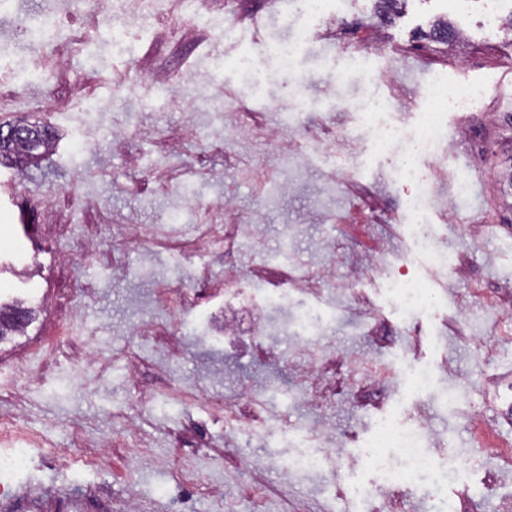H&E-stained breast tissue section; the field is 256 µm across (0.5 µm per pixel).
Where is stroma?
<instances>
[{"label":"stroma","mask_w":512,"mask_h":512,"mask_svg":"<svg viewBox=\"0 0 512 512\" xmlns=\"http://www.w3.org/2000/svg\"><path fill=\"white\" fill-rule=\"evenodd\" d=\"M269 2L204 0L199 14L129 28L119 47L108 20L77 14L86 34L80 51L53 81L19 90L18 73L41 47L17 19L43 14L47 0H20L0 26V123L35 113L55 132L38 162L0 165V303L19 297L33 312L25 335L0 341V411L20 425L0 431V453L27 451L13 475L11 512H34L35 496L42 512L65 503L70 512H349L346 486L375 479L378 457L395 455L368 447L382 415L411 426L425 419V451L436 464L465 458L446 489L463 512H500L512 498V462L481 448L497 436L512 442V45L484 34L481 0L466 21L449 18V29L467 27L462 53L479 62L448 65L449 80L484 82L490 99L451 114L448 142L430 159L438 170L432 188L447 197L448 211L420 216L406 207L413 188L395 164L416 129L431 62L443 57L432 36L440 18L433 0H396L387 10L358 0L342 37L310 41L290 73L275 49L301 22L273 16ZM255 17L266 25L265 42L254 34ZM371 29L386 35V46L367 54L363 70L346 71L352 40ZM259 53L257 86L237 60ZM159 70L189 80L176 95L141 81ZM390 73L405 87L383 116L398 133L382 153L358 108L389 95ZM228 92L253 116L248 136L224 125ZM283 99L295 123L339 130L349 151L315 148L304 164L281 170L266 132L282 125L273 104ZM333 168L341 174L335 184L327 180ZM161 170L185 174V189H165L155 177ZM227 197L255 230V247L234 262L262 267L253 308L240 310L243 327L262 332L272 361L250 348L225 351L210 322L223 291L200 298L183 319L166 298V289L191 285L181 232ZM421 218L455 257L447 274L435 276L410 237ZM128 224L155 226L157 242L129 247ZM402 264L436 297L414 338L390 288V272ZM285 265L330 269L335 285L269 294L266 278ZM357 268L372 269V278L345 291ZM306 312L320 324L308 345L295 339ZM146 321L164 326L150 358L133 334ZM61 335L70 353L93 356L107 373L96 381L63 360L44 368L42 383L22 386L12 363L24 356L42 368L41 348ZM326 343L335 356L323 354ZM418 367L429 376L422 396L413 385ZM254 387L273 393L267 412L278 419L279 445L256 439L245 461L225 441L223 417L197 407L196 395L249 416L244 393ZM323 421L347 435L352 467L289 470Z\"/></svg>","instance_id":"35a3bbf8"}]
</instances>
